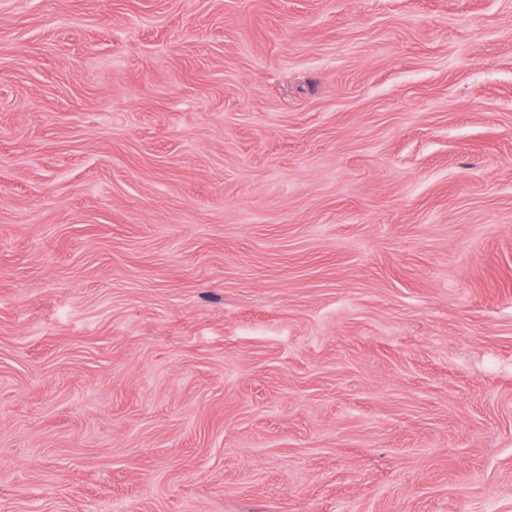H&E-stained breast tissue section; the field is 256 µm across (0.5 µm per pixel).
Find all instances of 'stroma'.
I'll return each mask as SVG.
<instances>
[{
  "label": "stroma",
  "instance_id": "obj_1",
  "mask_svg": "<svg viewBox=\"0 0 512 512\" xmlns=\"http://www.w3.org/2000/svg\"><path fill=\"white\" fill-rule=\"evenodd\" d=\"M512 512V0H0V512Z\"/></svg>",
  "mask_w": 512,
  "mask_h": 512
}]
</instances>
